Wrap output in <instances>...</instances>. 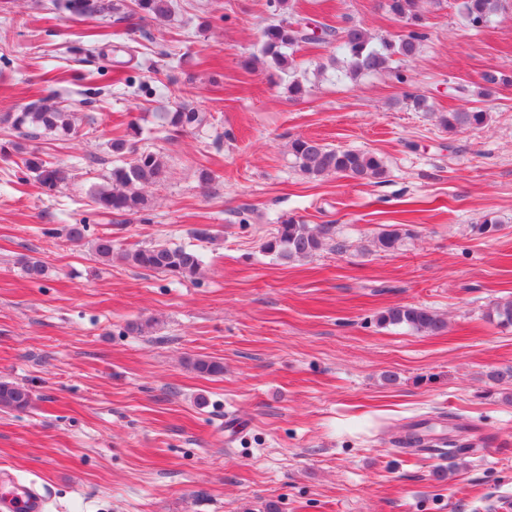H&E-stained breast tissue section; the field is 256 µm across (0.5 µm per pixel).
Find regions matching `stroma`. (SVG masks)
<instances>
[{"label":"stroma","mask_w":512,"mask_h":512,"mask_svg":"<svg viewBox=\"0 0 512 512\" xmlns=\"http://www.w3.org/2000/svg\"><path fill=\"white\" fill-rule=\"evenodd\" d=\"M460 2L423 0L428 38L396 63L436 112L463 108L456 84L501 75L472 100L488 126L464 132L407 109L387 73L342 78L332 39L294 51L303 97L287 74L245 70L267 0H174L161 20L0 0V380L34 394L0 411L1 474L47 512H512V384L493 378L512 367V325L492 313L512 299V0L478 31ZM288 14L377 39L407 30L385 0H290ZM51 91L75 134L18 141L3 116ZM181 103L202 122L175 135L163 115ZM116 136L167 161L147 221L90 200ZM297 137L375 153L386 174L306 178ZM28 151L67 181L42 188ZM288 217L334 225V246L296 262L263 252ZM81 222V243L47 235ZM392 224L407 235L380 251ZM103 234L196 249L202 273L99 261ZM36 260L38 281L24 271ZM396 305L448 327L379 325ZM200 358L223 374L198 373ZM422 420L456 451L399 448Z\"/></svg>","instance_id":"1"}]
</instances>
